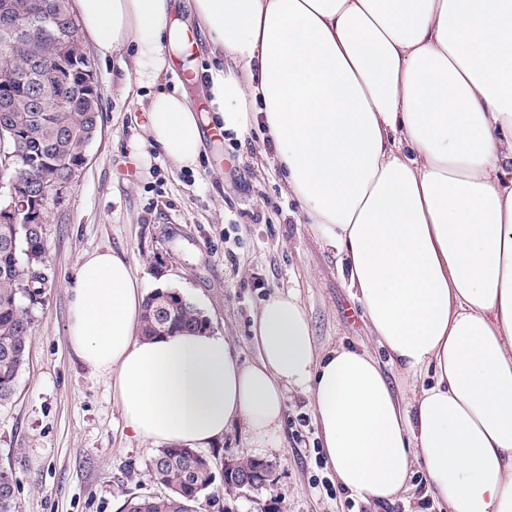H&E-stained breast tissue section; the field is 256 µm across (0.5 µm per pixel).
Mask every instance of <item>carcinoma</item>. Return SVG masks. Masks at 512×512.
Wrapping results in <instances>:
<instances>
[{"label":"carcinoma","mask_w":512,"mask_h":512,"mask_svg":"<svg viewBox=\"0 0 512 512\" xmlns=\"http://www.w3.org/2000/svg\"><path fill=\"white\" fill-rule=\"evenodd\" d=\"M43 6L37 36L11 50V67L0 68V97L16 101V111L0 112V176L18 180L17 189L29 197V210L17 213L10 224L0 223V407L13 400L16 379L25 364L31 342L30 307L41 302L50 279L46 270L44 234L28 229L29 212L45 224L49 200L42 185L67 182L71 172L63 163L80 158L81 148L99 126V100L81 102L52 81L21 85L15 73L39 56L56 49L46 30L63 28L71 36L79 31L69 0H0V15L9 9L23 14L31 4ZM92 111H86L87 106ZM205 316L176 291L156 290L147 295L141 333L145 337L205 330ZM158 492L127 499L121 512H199L201 506L219 504L211 491L215 473L211 460L193 448H163L148 469ZM17 482L0 469V512H17Z\"/></svg>","instance_id":"carcinoma-1"}]
</instances>
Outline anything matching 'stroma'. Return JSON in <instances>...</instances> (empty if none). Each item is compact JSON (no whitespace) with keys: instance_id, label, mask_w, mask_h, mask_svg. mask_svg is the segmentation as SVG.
<instances>
[{"instance_id":"1","label":"stroma","mask_w":512,"mask_h":512,"mask_svg":"<svg viewBox=\"0 0 512 512\" xmlns=\"http://www.w3.org/2000/svg\"><path fill=\"white\" fill-rule=\"evenodd\" d=\"M176 15L195 52L189 64L175 62L171 84L202 110L205 84L180 73L207 66L208 40L189 0H177ZM130 64L125 52L95 59L99 131L45 218L54 277L31 311L29 358L14 401L0 408V468L14 473L19 512H120L127 497L151 490L146 468L157 445L128 432L107 378L93 375L66 341L70 287L85 253L111 250L147 291L182 294L244 363L257 357L253 317L275 292L300 297L318 349L370 342L353 289L288 196L262 131H230L219 140L204 121L198 168L175 169L143 141L148 92L125 93ZM285 405L265 453L276 465L273 484L239 492L216 476L229 512H419L416 497L382 505L348 497L323 456L309 397L294 390Z\"/></svg>"}]
</instances>
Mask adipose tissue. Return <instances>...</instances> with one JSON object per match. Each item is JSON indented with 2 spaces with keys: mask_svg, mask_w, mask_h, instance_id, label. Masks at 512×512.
Returning a JSON list of instances; mask_svg holds the SVG:
<instances>
[{
  "mask_svg": "<svg viewBox=\"0 0 512 512\" xmlns=\"http://www.w3.org/2000/svg\"><path fill=\"white\" fill-rule=\"evenodd\" d=\"M223 130L263 129L288 190L349 270L393 392L363 347L316 352L298 295L261 305L258 360L211 331L141 339L144 291L109 250L85 253L67 342L108 379L127 428L209 448L244 421L256 453L287 391L308 394L349 495L381 504L416 486L428 512H512V0H193ZM100 58L127 51L126 88L151 87L145 132L198 165L200 116L157 91L170 0H76Z\"/></svg>",
  "mask_w": 512,
  "mask_h": 512,
  "instance_id": "obj_1",
  "label": "adipose tissue"
}]
</instances>
